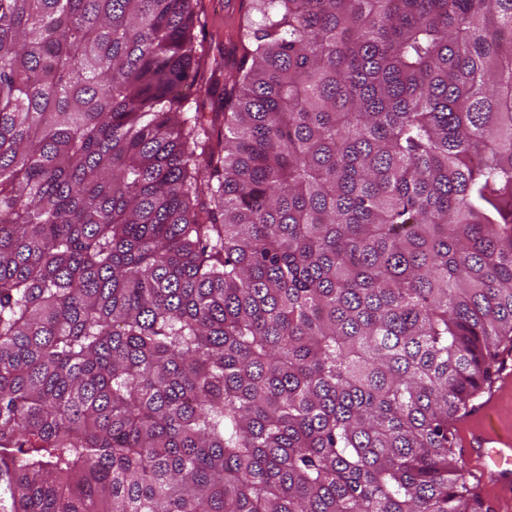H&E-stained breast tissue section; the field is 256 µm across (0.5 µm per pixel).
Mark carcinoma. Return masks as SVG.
I'll return each mask as SVG.
<instances>
[{"label":"carcinoma","mask_w":512,"mask_h":512,"mask_svg":"<svg viewBox=\"0 0 512 512\" xmlns=\"http://www.w3.org/2000/svg\"><path fill=\"white\" fill-rule=\"evenodd\" d=\"M0 0V512H492L512 0ZM227 2H234L228 12ZM197 23L194 30L198 48L199 65L196 81L210 76L214 58L232 66L240 56L237 47V25L249 10L248 0H196ZM507 369L500 373V393L479 408L476 420L457 429L469 470L486 480L504 509L512 498V375Z\"/></svg>","instance_id":"carcinoma-1"}]
</instances>
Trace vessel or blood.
I'll return each instance as SVG.
<instances>
[{"mask_svg":"<svg viewBox=\"0 0 512 512\" xmlns=\"http://www.w3.org/2000/svg\"><path fill=\"white\" fill-rule=\"evenodd\" d=\"M500 376V393L457 433L470 471L486 480L498 501L507 503L512 501V372L504 370Z\"/></svg>","mask_w":512,"mask_h":512,"instance_id":"vessel-or-blood-1","label":"vessel or blood"}]
</instances>
